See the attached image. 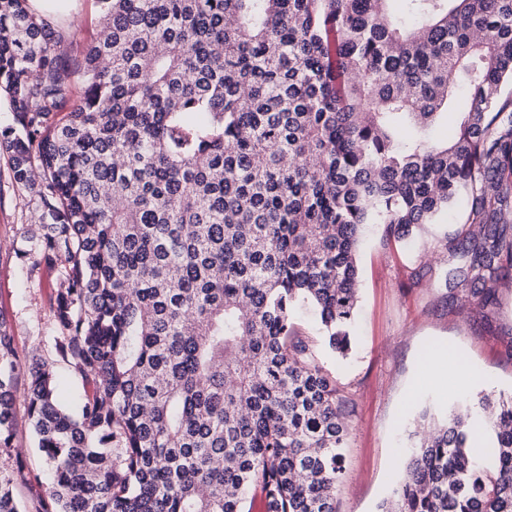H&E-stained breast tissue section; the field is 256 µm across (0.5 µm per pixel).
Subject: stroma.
<instances>
[{
	"mask_svg": "<svg viewBox=\"0 0 512 512\" xmlns=\"http://www.w3.org/2000/svg\"><path fill=\"white\" fill-rule=\"evenodd\" d=\"M61 49L80 58L98 33L94 0H61ZM40 199L11 179L0 150V318L10 324L21 360H52L55 325L48 304L56 271L40 261ZM467 198L435 223L399 243L382 224L367 225L359 252L360 307L347 358L321 347L311 310L295 312L296 330L319 349L321 362L352 402L349 446L337 512H378L400 476L409 435L422 411L437 416L481 390L512 391V286L500 288L495 332L448 306L445 243L464 232ZM445 372L444 382L434 373Z\"/></svg>",
	"mask_w": 512,
	"mask_h": 512,
	"instance_id": "stroma-1",
	"label": "stroma"
}]
</instances>
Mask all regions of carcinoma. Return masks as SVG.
Instances as JSON below:
<instances>
[{
    "instance_id": "cac0c4a2",
    "label": "carcinoma",
    "mask_w": 512,
    "mask_h": 512,
    "mask_svg": "<svg viewBox=\"0 0 512 512\" xmlns=\"http://www.w3.org/2000/svg\"><path fill=\"white\" fill-rule=\"evenodd\" d=\"M95 2L75 64L29 0H0V148L51 220L55 355L84 389L64 410L54 363H19L0 318V452L21 390L50 473L34 512H243L251 490L264 512H336L349 398L295 310L347 355L363 226L403 240L468 195L479 232L445 245L444 286L493 331L512 0ZM0 512H28L8 482ZM379 512H512V394L423 424Z\"/></svg>"
}]
</instances>
